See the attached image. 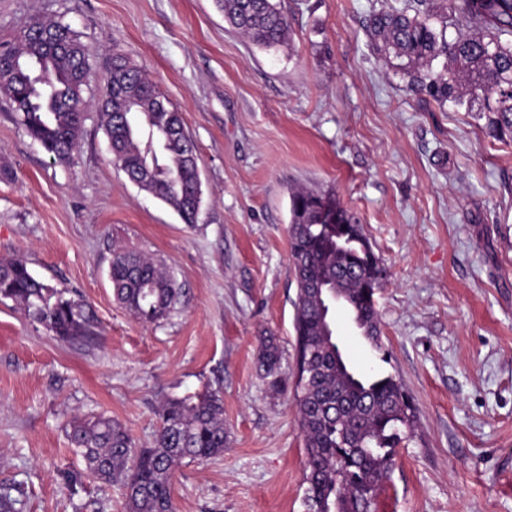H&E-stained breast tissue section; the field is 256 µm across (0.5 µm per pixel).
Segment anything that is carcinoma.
<instances>
[{
	"instance_id": "cac0c4a2",
	"label": "carcinoma",
	"mask_w": 512,
	"mask_h": 512,
	"mask_svg": "<svg viewBox=\"0 0 512 512\" xmlns=\"http://www.w3.org/2000/svg\"><path fill=\"white\" fill-rule=\"evenodd\" d=\"M232 30L266 50L288 44V18L277 0H214ZM376 50L406 79L411 91L487 119L495 137L512 135V0H446L428 14L389 6L365 24ZM89 49L67 23L33 19L14 42L0 43V92L23 107L28 135L53 160L70 164L84 122ZM96 107L109 147L139 188L171 206L186 224L203 203L198 157L183 118L159 111L155 83L130 57L116 54ZM140 113H122L123 101ZM289 247L297 284L295 382L299 426L306 447L307 512H373L398 448L409 441L415 413L392 374L352 380L329 337L311 285L326 277L337 285L362 334L379 342L376 294L387 274L354 215L333 193L300 188L290 195ZM115 299L143 322L165 317L179 289L165 264L133 250H115L109 266ZM9 299L62 341L89 335L80 300L36 277L27 264L0 257V300ZM282 351L263 340L260 369L281 391ZM151 448L135 451L129 432L104 415L76 417L69 439L90 475L118 483L127 512H175L171 481L183 460L224 453V400L203 390L165 400Z\"/></svg>"
}]
</instances>
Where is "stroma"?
Returning <instances> with one entry per match:
<instances>
[{"label": "stroma", "mask_w": 512, "mask_h": 512, "mask_svg": "<svg viewBox=\"0 0 512 512\" xmlns=\"http://www.w3.org/2000/svg\"><path fill=\"white\" fill-rule=\"evenodd\" d=\"M279 2L291 43L264 50L214 0H0V41L36 16L71 25L91 52L86 99L113 51L144 67L183 115L203 188L184 223L113 163L92 108L72 163H52L0 94V256L84 299L92 329L65 342L0 300V485L20 512H125L119 485L70 493L65 474L84 469L71 419L111 416L149 448L159 405L207 388L224 398L227 446L176 472V512H305L294 391L259 370L267 336L295 364L301 187L335 191L388 270L379 345L333 311L351 365L397 376L417 410L376 512H512V138L408 90L371 50L365 18L414 0ZM116 248L173 272L167 318L114 300Z\"/></svg>", "instance_id": "35a3bbf8"}]
</instances>
